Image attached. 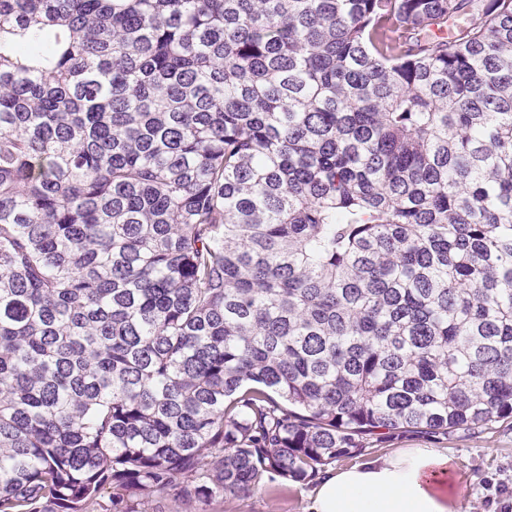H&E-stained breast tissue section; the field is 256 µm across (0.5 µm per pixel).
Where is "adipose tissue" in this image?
Segmentation results:
<instances>
[{"instance_id":"1","label":"adipose tissue","mask_w":512,"mask_h":512,"mask_svg":"<svg viewBox=\"0 0 512 512\" xmlns=\"http://www.w3.org/2000/svg\"><path fill=\"white\" fill-rule=\"evenodd\" d=\"M453 466L437 448H409L326 471L310 512H463L451 494Z\"/></svg>"}]
</instances>
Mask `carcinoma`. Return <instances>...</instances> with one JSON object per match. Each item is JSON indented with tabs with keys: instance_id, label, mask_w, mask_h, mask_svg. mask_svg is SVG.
I'll use <instances>...</instances> for the list:
<instances>
[{
	"instance_id": "1",
	"label": "carcinoma",
	"mask_w": 512,
	"mask_h": 512,
	"mask_svg": "<svg viewBox=\"0 0 512 512\" xmlns=\"http://www.w3.org/2000/svg\"><path fill=\"white\" fill-rule=\"evenodd\" d=\"M509 419L512 0H0V512Z\"/></svg>"
}]
</instances>
